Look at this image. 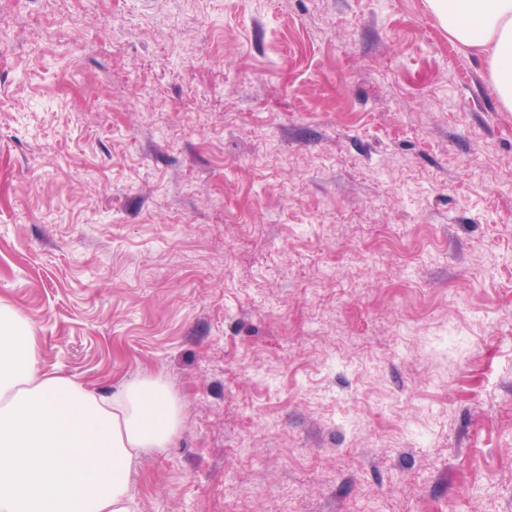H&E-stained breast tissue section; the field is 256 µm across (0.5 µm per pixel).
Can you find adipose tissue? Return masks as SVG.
Returning a JSON list of instances; mask_svg holds the SVG:
<instances>
[{"instance_id":"obj_1","label":"adipose tissue","mask_w":512,"mask_h":512,"mask_svg":"<svg viewBox=\"0 0 512 512\" xmlns=\"http://www.w3.org/2000/svg\"><path fill=\"white\" fill-rule=\"evenodd\" d=\"M449 35L488 49L512 111V0H428ZM183 404L162 376L102 390L42 365L40 338L0 298V512H135L139 460L172 447Z\"/></svg>"}]
</instances>
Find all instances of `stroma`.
I'll list each match as a JSON object with an SVG mask.
<instances>
[{
	"instance_id": "obj_1",
	"label": "stroma",
	"mask_w": 512,
	"mask_h": 512,
	"mask_svg": "<svg viewBox=\"0 0 512 512\" xmlns=\"http://www.w3.org/2000/svg\"><path fill=\"white\" fill-rule=\"evenodd\" d=\"M0 297L184 401L137 512H512V112L426 0H0Z\"/></svg>"
}]
</instances>
